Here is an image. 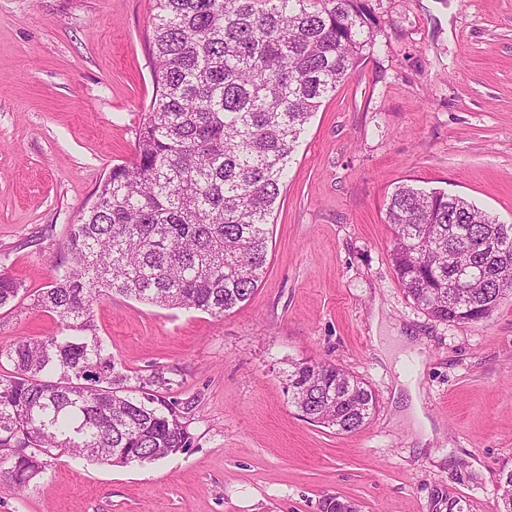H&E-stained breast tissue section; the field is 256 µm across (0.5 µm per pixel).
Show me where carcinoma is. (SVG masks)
Listing matches in <instances>:
<instances>
[{
  "label": "carcinoma",
  "mask_w": 512,
  "mask_h": 512,
  "mask_svg": "<svg viewBox=\"0 0 512 512\" xmlns=\"http://www.w3.org/2000/svg\"><path fill=\"white\" fill-rule=\"evenodd\" d=\"M362 0H151L155 98L132 161L112 167L68 225L67 261L32 306L52 336L0 347V475L25 490L63 456L112 466L183 454L175 401L125 387L96 333L104 290L214 316L265 274L269 225L305 125L371 43ZM391 260L408 297L442 322L486 318L512 292V224L466 199L403 184L387 199ZM20 283L0 271V307ZM292 400L309 421L351 433L375 393L334 364L302 362ZM323 512H358L331 495Z\"/></svg>",
  "instance_id": "cac0c4a2"
}]
</instances>
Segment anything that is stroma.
Wrapping results in <instances>:
<instances>
[{
    "mask_svg": "<svg viewBox=\"0 0 512 512\" xmlns=\"http://www.w3.org/2000/svg\"><path fill=\"white\" fill-rule=\"evenodd\" d=\"M373 44L312 117L270 226L267 271L221 316L115 293L93 321L129 385L162 373L187 406V453L127 467L52 462L0 512H499L512 469V295L470 323L429 317L390 260L388 195H459L512 224V0H363ZM149 0H0V270L22 291L0 346L48 336L32 309L68 224L112 165L134 158L154 87ZM380 324H373V316ZM411 337L435 434L398 415L375 333ZM326 361L377 403L344 433L302 417L288 374Z\"/></svg>",
    "mask_w": 512,
    "mask_h": 512,
    "instance_id": "obj_1",
    "label": "stroma"
}]
</instances>
